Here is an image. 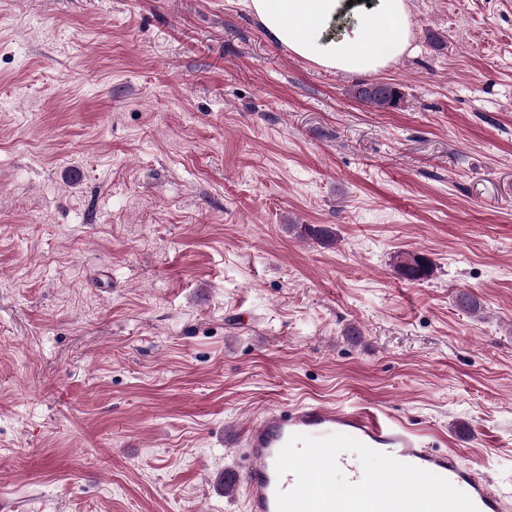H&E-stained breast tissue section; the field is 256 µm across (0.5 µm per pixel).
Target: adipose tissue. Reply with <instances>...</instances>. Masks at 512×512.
<instances>
[{
  "instance_id": "1",
  "label": "adipose tissue",
  "mask_w": 512,
  "mask_h": 512,
  "mask_svg": "<svg viewBox=\"0 0 512 512\" xmlns=\"http://www.w3.org/2000/svg\"><path fill=\"white\" fill-rule=\"evenodd\" d=\"M271 39L320 67L372 74L403 55L407 0H245Z\"/></svg>"
}]
</instances>
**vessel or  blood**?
<instances>
[{"label":"vessel or blood","mask_w":512,"mask_h":512,"mask_svg":"<svg viewBox=\"0 0 512 512\" xmlns=\"http://www.w3.org/2000/svg\"><path fill=\"white\" fill-rule=\"evenodd\" d=\"M296 433L351 436L400 462L444 477L471 499L478 512H504V500L488 476L457 454L436 449L427 430L383 416L370 406L342 409L316 401L264 409L234 433L233 444L243 448L247 463L226 470L225 479L243 494L246 512H277V492L295 486L294 475H277L276 460Z\"/></svg>","instance_id":"vessel-or-blood-1"}]
</instances>
